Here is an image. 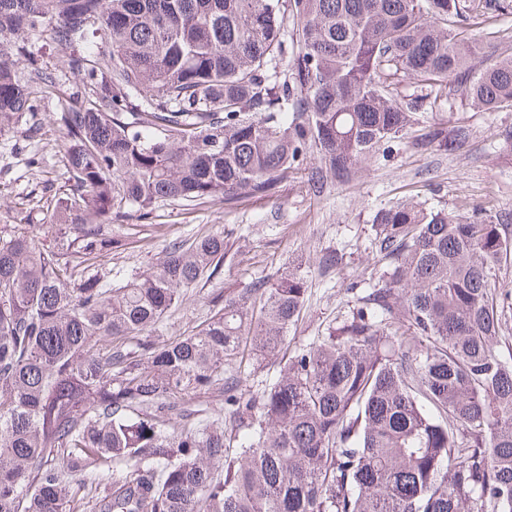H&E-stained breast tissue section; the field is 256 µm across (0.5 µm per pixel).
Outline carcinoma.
Masks as SVG:
<instances>
[{
    "instance_id": "obj_1",
    "label": "carcinoma",
    "mask_w": 512,
    "mask_h": 512,
    "mask_svg": "<svg viewBox=\"0 0 512 512\" xmlns=\"http://www.w3.org/2000/svg\"><path fill=\"white\" fill-rule=\"evenodd\" d=\"M491 0H0V134L62 92L30 40L50 30L90 97L60 116L70 188L61 248L0 230V512H512V356L492 272L512 228L411 201L374 215L384 270L361 306L277 360L309 270L216 290L187 336L153 330L221 274L224 238L173 243L128 277L91 268L105 227L160 200L272 198L307 172L319 197L408 134L421 97L512 107V35L481 51ZM295 50L285 56L284 27ZM434 127L419 145L451 151ZM329 250L319 275L342 264ZM224 395L228 424L192 409ZM125 472L112 478L116 470Z\"/></svg>"
}]
</instances>
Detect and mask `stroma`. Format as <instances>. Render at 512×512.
<instances>
[{"label":"stroma","instance_id":"obj_1","mask_svg":"<svg viewBox=\"0 0 512 512\" xmlns=\"http://www.w3.org/2000/svg\"><path fill=\"white\" fill-rule=\"evenodd\" d=\"M48 35L32 39V49L62 81L65 93L39 98L22 119L23 131L0 135V229L34 234L39 246L54 249L49 226L56 191L67 178L57 143L59 118L72 104L70 94L83 88L68 66V53L48 48ZM420 128L463 127L467 139L455 150L421 149L412 139L393 144L376 156L352 181L315 198L304 174L284 183L279 195L225 209L223 203L181 205L158 202L148 217L128 212L113 221L108 264L124 273L144 270L163 260L173 242L200 235L220 236L227 260L218 279L189 289L180 308L156 329L167 340L190 333L209 317V295L233 293L259 277L281 272L300 258L310 266V287L301 318L288 334L292 348L325 335L344 319L357 299L377 282L382 265L373 242L372 219L379 209L405 200L448 207L469 216L486 213L512 221V107L486 111L468 104L447 108L432 99L418 101ZM342 253L344 264L332 278L315 273L324 251Z\"/></svg>","mask_w":512,"mask_h":512}]
</instances>
